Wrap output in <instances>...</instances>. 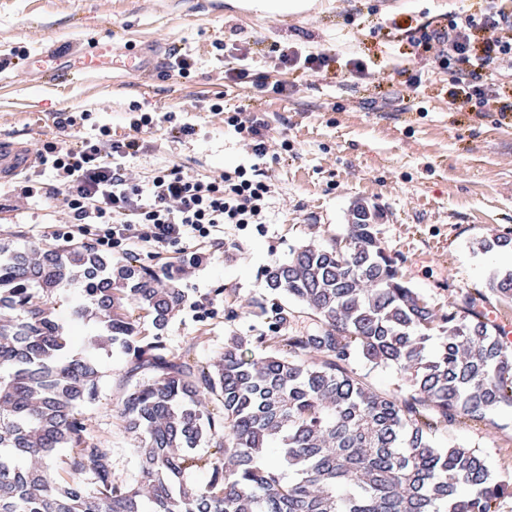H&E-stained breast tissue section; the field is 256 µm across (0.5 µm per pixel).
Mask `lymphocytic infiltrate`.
Here are the masks:
<instances>
[{"mask_svg": "<svg viewBox=\"0 0 512 512\" xmlns=\"http://www.w3.org/2000/svg\"><path fill=\"white\" fill-rule=\"evenodd\" d=\"M485 2L480 14L449 17L411 43L448 71L451 102L483 112L494 106L504 115L512 112V94L499 85L496 63L512 60V11L500 0ZM87 118L84 112L56 114L61 137L43 142L37 168L21 187L25 198L66 214L53 238L70 243L90 237L113 250L131 240L163 248L189 237L212 239L228 224L262 223L271 188L244 167L211 177L185 175L175 164L155 170L143 185L131 176L126 160L142 151V133L161 128L178 142L195 135L194 125L176 122L171 112H141L130 117L129 134L116 139L105 126L96 136L82 135Z\"/></svg>", "mask_w": 512, "mask_h": 512, "instance_id": "f902f5d3", "label": "lymphocytic infiltrate"}]
</instances>
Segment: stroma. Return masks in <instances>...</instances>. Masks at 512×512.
Here are the masks:
<instances>
[{
    "label": "stroma",
    "instance_id": "stroma-1",
    "mask_svg": "<svg viewBox=\"0 0 512 512\" xmlns=\"http://www.w3.org/2000/svg\"><path fill=\"white\" fill-rule=\"evenodd\" d=\"M248 0H0V58L19 68L0 71V142L38 151L57 136L59 112L86 110V133L108 126L128 132L129 111L172 112L196 133L175 142L162 131L144 133V152L127 166L136 180L173 164L185 174L220 175L258 165L271 186L266 221L228 224L219 240H185L160 250L132 242L127 255L152 269L177 267L175 284L186 298L162 335L167 354L215 363L226 344L266 332L253 303L288 304L265 284V270L314 243L329 245L346 233L355 201L380 208L378 238L396 258L399 275L429 306L447 310L463 293L484 290L498 268L496 252L474 253L483 239L512 236V120L448 109V73L416 53L414 28L434 29L449 16L478 12L479 0H313L310 9L267 15ZM110 43L115 52L73 83L40 85L26 73L51 67L50 43L79 47ZM181 47L195 65L188 77L161 75L159 66L134 72L131 51ZM330 58L319 76L285 69L279 51ZM363 62L364 72L347 65ZM269 80L295 83L283 95L235 85L240 65ZM419 86L406 84L408 75ZM248 105L264 122L268 151L248 152L242 138L210 106ZM63 212L37 210L16 180L0 184V240L45 243ZM81 289L55 297V317L72 351L87 348L92 324L77 319ZM235 305L237 317L225 314ZM131 357L99 352L102 375L96 401L86 404L93 435L112 443V469L126 483L140 478L137 442L118 409ZM442 447L480 452L510 489L496 512H512V406L482 421L434 432Z\"/></svg>",
    "mask_w": 512,
    "mask_h": 512
}]
</instances>
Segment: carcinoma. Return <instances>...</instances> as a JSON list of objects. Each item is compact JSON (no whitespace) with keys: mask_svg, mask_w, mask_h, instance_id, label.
I'll use <instances>...</instances> for the list:
<instances>
[{"mask_svg":"<svg viewBox=\"0 0 512 512\" xmlns=\"http://www.w3.org/2000/svg\"><path fill=\"white\" fill-rule=\"evenodd\" d=\"M352 212L344 241L265 271L266 287L317 328L282 335L288 310L264 307L279 351L250 357L236 339L210 368L162 352L185 302L169 272L114 265L89 244L0 243V512H495L508 485L482 455L441 448L432 433L512 405V353L476 298L440 312L400 282L373 209L359 201ZM72 286L85 297L75 316L94 325L90 346L133 354L119 412L138 439V485L112 472L110 442L91 437L81 413L101 375L54 317V295ZM486 288L512 296V271ZM131 306L152 317L153 341L139 338ZM356 356L397 365L407 393L372 391L349 369ZM60 448L63 482L51 466ZM205 466L212 483L188 486L186 473Z\"/></svg>","mask_w":512,"mask_h":512,"instance_id":"carcinoma-1","label":"carcinoma"}]
</instances>
